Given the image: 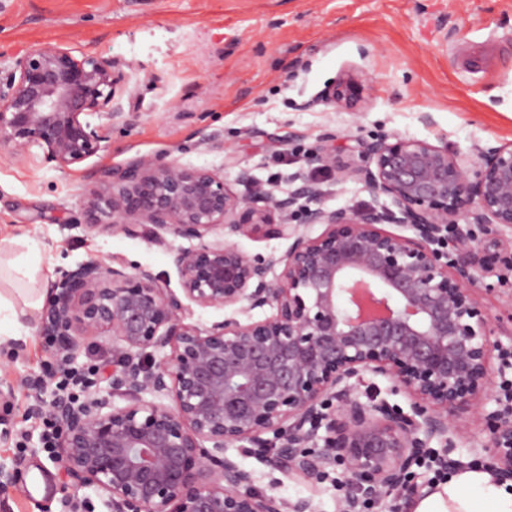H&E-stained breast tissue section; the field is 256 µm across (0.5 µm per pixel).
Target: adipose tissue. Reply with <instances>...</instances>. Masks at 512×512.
<instances>
[{"instance_id": "1", "label": "adipose tissue", "mask_w": 512, "mask_h": 512, "mask_svg": "<svg viewBox=\"0 0 512 512\" xmlns=\"http://www.w3.org/2000/svg\"><path fill=\"white\" fill-rule=\"evenodd\" d=\"M410 512H512V491L481 468H467L437 484Z\"/></svg>"}]
</instances>
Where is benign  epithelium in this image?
I'll return each instance as SVG.
<instances>
[{"instance_id":"1","label":"benign epithelium","mask_w":512,"mask_h":512,"mask_svg":"<svg viewBox=\"0 0 512 512\" xmlns=\"http://www.w3.org/2000/svg\"><path fill=\"white\" fill-rule=\"evenodd\" d=\"M123 82L99 56L28 50L0 77V146L17 156L37 146L61 170L84 162L103 140L90 117L122 116ZM361 90L342 78L326 100L353 108ZM357 153L366 164L329 145L310 162L361 179L392 208L329 209L305 178L294 191L262 188L248 200L218 173L160 156L114 166L86 191L91 228L135 234L148 224L157 237L197 244L173 253L177 290L147 267L99 259L51 284L39 335L67 357L84 336L112 342V369L86 398L48 406L74 489L97 488L112 512H311L306 499L250 490V474L225 455L236 446L266 452L303 481L339 467L348 492L389 499L399 512L396 503L422 488L417 469L448 474L461 421L479 408L485 464L512 481V415L492 384L509 346L479 294L492 273L512 282V237L503 234L512 229V144L468 157L386 135L357 140ZM316 224L323 231L313 237L306 228ZM248 227L287 240V250L251 256L228 240ZM219 228L227 239L209 240ZM190 303L236 306L248 318L188 322ZM266 307L271 315L249 317ZM365 374L404 394L409 411L362 397Z\"/></svg>"}]
</instances>
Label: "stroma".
Returning <instances> with one entry per match:
<instances>
[{
	"mask_svg": "<svg viewBox=\"0 0 512 512\" xmlns=\"http://www.w3.org/2000/svg\"><path fill=\"white\" fill-rule=\"evenodd\" d=\"M55 45L110 59L125 75L124 114L95 117L100 150L68 170L40 149L21 158L0 147V258L37 246L42 289L92 257L149 267L178 288L170 254L190 240L84 224L82 198L101 171L138 156L215 171L244 198L257 186L291 191L295 175L315 174L324 205L337 209L389 200L361 180L316 174L307 156L324 144L347 158L355 136L397 134L463 154L512 143V0H0L1 69ZM347 75L372 85L356 108L327 104L328 88ZM243 170L251 184L239 182ZM486 282L492 326L511 339L512 288ZM57 354L36 320L0 335V380L13 385L0 401V462L18 471L0 512H112L95 488L71 487L29 414L35 396L52 393L34 394L26 380ZM226 455L256 491L340 510V471L310 484L246 449Z\"/></svg>",
	"mask_w": 512,
	"mask_h": 512,
	"instance_id": "stroma-1",
	"label": "stroma"
}]
</instances>
